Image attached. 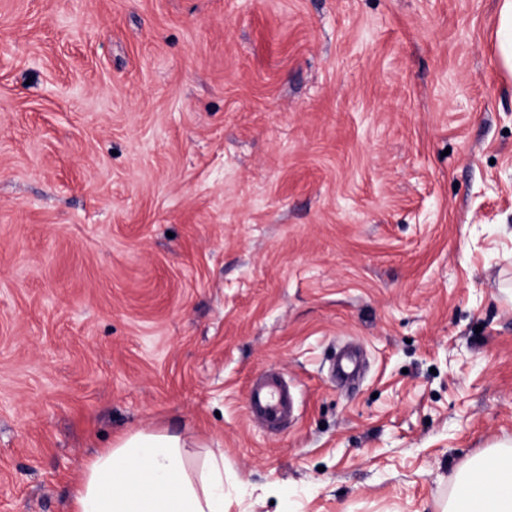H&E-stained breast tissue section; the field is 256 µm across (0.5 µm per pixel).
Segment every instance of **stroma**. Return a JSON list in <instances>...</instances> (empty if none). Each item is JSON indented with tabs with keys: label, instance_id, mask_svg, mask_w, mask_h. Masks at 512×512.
<instances>
[{
	"label": "stroma",
	"instance_id": "stroma-1",
	"mask_svg": "<svg viewBox=\"0 0 512 512\" xmlns=\"http://www.w3.org/2000/svg\"><path fill=\"white\" fill-rule=\"evenodd\" d=\"M500 4L0 0V512L138 429L227 512H443L512 444ZM248 409L251 416L275 427L294 414V400L288 386L273 379H259L248 391Z\"/></svg>",
	"mask_w": 512,
	"mask_h": 512
}]
</instances>
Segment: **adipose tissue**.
Masks as SVG:
<instances>
[{
	"instance_id": "obj_1",
	"label": "adipose tissue",
	"mask_w": 512,
	"mask_h": 512,
	"mask_svg": "<svg viewBox=\"0 0 512 512\" xmlns=\"http://www.w3.org/2000/svg\"><path fill=\"white\" fill-rule=\"evenodd\" d=\"M182 434L133 431L84 466L70 512H226L224 455ZM447 512H512V451L459 475Z\"/></svg>"
}]
</instances>
